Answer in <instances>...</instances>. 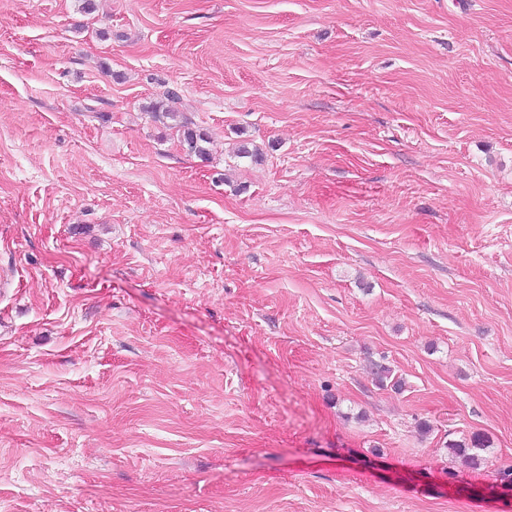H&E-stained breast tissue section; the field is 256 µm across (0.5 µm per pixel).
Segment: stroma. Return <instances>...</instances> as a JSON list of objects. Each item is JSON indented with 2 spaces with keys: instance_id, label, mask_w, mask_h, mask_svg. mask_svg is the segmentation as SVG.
Segmentation results:
<instances>
[{
  "instance_id": "35a3bbf8",
  "label": "stroma",
  "mask_w": 512,
  "mask_h": 512,
  "mask_svg": "<svg viewBox=\"0 0 512 512\" xmlns=\"http://www.w3.org/2000/svg\"><path fill=\"white\" fill-rule=\"evenodd\" d=\"M79 4L0 0V512H512V0ZM149 112L155 121H160L165 124V121L174 122L181 132V144L188 151L196 157L206 159L208 156V149L206 144L210 143V138L206 132L201 129L191 127L187 121H181L179 112L169 104L158 102L152 104ZM479 442L476 439L470 442H456L448 445L450 453L462 457L472 469H479L483 464V459L480 458L477 450H479Z\"/></svg>"
}]
</instances>
